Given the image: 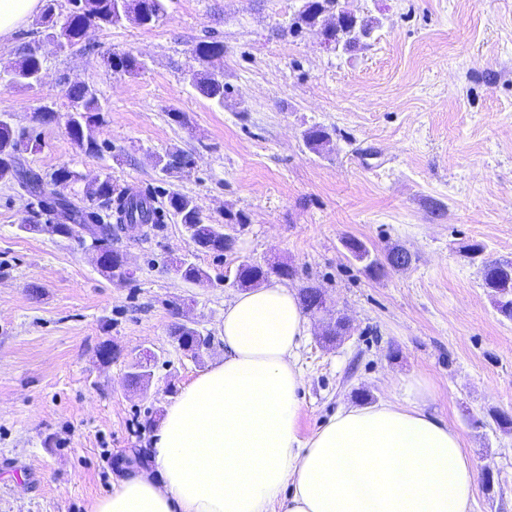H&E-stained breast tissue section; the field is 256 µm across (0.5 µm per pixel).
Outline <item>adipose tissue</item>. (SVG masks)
Masks as SVG:
<instances>
[{
    "mask_svg": "<svg viewBox=\"0 0 512 512\" xmlns=\"http://www.w3.org/2000/svg\"><path fill=\"white\" fill-rule=\"evenodd\" d=\"M308 321L280 284L224 311V355L165 408L150 468L93 512H472L477 469L459 431L429 413L427 384L406 402L352 406L301 439Z\"/></svg>",
    "mask_w": 512,
    "mask_h": 512,
    "instance_id": "adipose-tissue-1",
    "label": "adipose tissue"
}]
</instances>
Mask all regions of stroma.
Segmentation results:
<instances>
[{
  "mask_svg": "<svg viewBox=\"0 0 512 512\" xmlns=\"http://www.w3.org/2000/svg\"><path fill=\"white\" fill-rule=\"evenodd\" d=\"M302 0H167L154 26L126 21L90 29L81 45L42 43L43 80L0 85V113L14 130H37L29 167L70 165L83 179L111 175L162 200L193 197L209 224L235 225L224 255L197 250L173 216L122 234L133 275L113 281L78 241L22 231L52 223L48 212L0 181V512H92L97 497L135 471L168 405L224 353L216 334L240 293L241 261L287 263L292 291L313 285L328 313L309 316L299 350V415L309 438L336 410L403 399L405 383L427 380L429 408L459 431L478 471L473 512H512V319L501 316L467 256L512 259V0H345L376 26L343 51L320 29L292 33ZM222 58L191 49L209 36ZM130 53L145 69L113 73L104 61ZM223 72L229 94L215 106L192 75ZM94 85L105 106L84 155L63 120L66 90ZM52 107L56 122L34 113ZM314 125L332 137L317 153L303 139ZM189 153L185 173L155 168L154 155ZM398 245L411 266L368 276L348 239ZM191 255L204 284L172 269ZM349 328L323 332L333 314ZM215 341L191 357L170 335L177 315ZM112 356L100 359V346ZM150 355L147 387L126 381Z\"/></svg>",
  "mask_w": 512,
  "mask_h": 512,
  "instance_id": "stroma-1",
  "label": "stroma"
}]
</instances>
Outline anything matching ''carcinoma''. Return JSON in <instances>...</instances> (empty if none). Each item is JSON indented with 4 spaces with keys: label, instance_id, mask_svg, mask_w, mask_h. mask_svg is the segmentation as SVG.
Here are the masks:
<instances>
[{
    "label": "carcinoma",
    "instance_id": "carcinoma-1",
    "mask_svg": "<svg viewBox=\"0 0 512 512\" xmlns=\"http://www.w3.org/2000/svg\"><path fill=\"white\" fill-rule=\"evenodd\" d=\"M67 11H57V0H46L43 11L44 30L31 32L32 39L21 48L19 58L6 73H0V80L9 85L25 86L31 77L43 69V60L38 53L39 38L53 40L61 48H71L80 43L89 27H110L127 19H133L142 26L159 22L166 12V0H66ZM337 0H303L295 26L315 27L324 24V32L335 41H347V47L358 44V38L368 37L374 29V21L364 19L352 25L336 20L325 23V16L334 14ZM199 60H209L224 55V41L211 37L197 42L193 48ZM108 63L115 73L135 74L144 68L143 63L130 53L112 54ZM200 94L215 105L224 106L227 86L224 73L207 72L195 78ZM70 109L66 115L65 127L74 145L87 155L99 153L96 129L104 112L97 89L87 83H74L68 91ZM304 142L312 150L320 152L331 143L330 133L321 126H313L304 133ZM38 147L37 140L24 131H15L0 114V180L15 182L21 189L36 196L44 208L57 216L52 224H23L26 231H48L56 236L73 239L83 238L74 226L80 225L90 234L97 265L108 278L125 274L124 254L112 247V208L120 205L123 224L154 223L153 209L135 192H118L108 176L87 185L85 197L93 206H82L72 200L66 190L80 181L79 173L68 165H62L44 176L26 166L23 153ZM188 155L182 150L169 151L155 157L154 165L161 171L172 174L187 168ZM169 211L189 232L200 249L221 254L225 244L224 225L208 224L204 221L192 197L179 191L167 196ZM346 247L354 258L364 262V270L372 275L385 274L384 268L392 266V256L402 252L394 246L385 251L384 259L370 258V249L361 241L352 239ZM175 272L188 282H202L208 274L194 262L188 260L175 264ZM482 285L492 296L497 311L512 319V260L486 259L481 264ZM291 277L294 270L287 264L278 263L263 268L242 262L238 265L237 283L247 288L268 279L270 276ZM171 335L179 347L194 357L202 356L206 340L202 333L181 323L173 325Z\"/></svg>",
    "mask_w": 512,
    "mask_h": 512
}]
</instances>
